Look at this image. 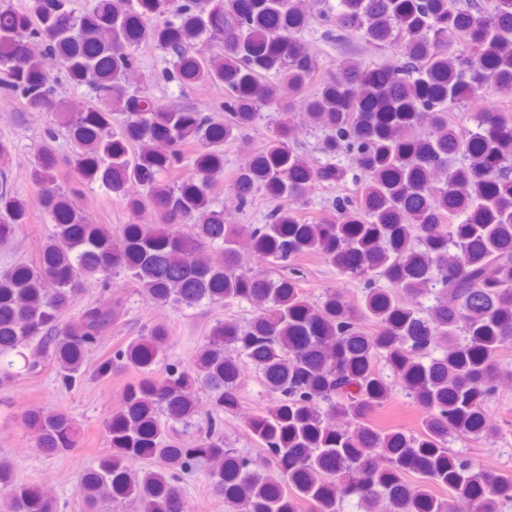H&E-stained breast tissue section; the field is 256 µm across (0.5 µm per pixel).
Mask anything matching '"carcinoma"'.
Returning <instances> with one entry per match:
<instances>
[{
  "label": "carcinoma",
  "instance_id": "carcinoma-1",
  "mask_svg": "<svg viewBox=\"0 0 512 512\" xmlns=\"http://www.w3.org/2000/svg\"><path fill=\"white\" fill-rule=\"evenodd\" d=\"M318 19L388 59L367 67L348 58L319 75L297 37L312 20L305 0H96L85 13L73 0H30L24 11L0 0V90L30 112L57 114L75 145L66 187L56 131L47 129L29 161V200L8 185L11 148L0 142V242L35 206L56 226L38 264L0 274V355L33 344L67 388L104 380L119 364L137 372L105 421L112 454L79 477L85 512L115 499L140 512H182L178 481L203 459L214 465L212 492L236 512H298L303 500L310 512H337L351 495L365 512H457L429 483L464 491L473 512L512 501L511 474L448 447L452 433L500 435L484 404L501 379L499 353L512 348V118L481 103L489 87L512 91V0H339ZM142 43L170 55L165 79L224 86L227 118L128 94L123 79ZM47 57L87 88L88 102L57 97ZM280 86L299 103L283 109ZM465 106L471 126L449 124L448 113ZM114 111L125 113L119 126ZM298 113L322 133L314 163L289 145ZM259 126L266 145L231 189L242 207L256 192L278 204L265 224H226L211 197L224 142ZM342 154L360 172L358 195L333 199L325 218L300 213L295 204L315 186L346 180ZM94 183L133 216L117 234L74 204L79 186ZM243 239L266 265L319 256L363 282L361 302L334 288L309 300L294 280L243 261ZM216 242L220 258L207 254ZM117 276L157 307L246 301L254 316L212 326L188 369L156 376L169 330L155 323L89 372L84 357L125 300L86 304L73 322L62 316L87 281ZM365 320L375 335L362 334ZM378 357L388 374L373 368ZM244 365L277 395L248 422L265 449L259 457L224 447L221 415L238 405ZM395 386L422 408L421 432L369 422ZM202 400L204 436L175 442L170 432L190 425ZM340 416L350 426L338 427ZM24 421L47 454L76 446L78 428L63 412L31 408ZM407 473L420 482L407 483ZM0 512H57V504L20 484L1 455Z\"/></svg>",
  "mask_w": 512,
  "mask_h": 512
}]
</instances>
